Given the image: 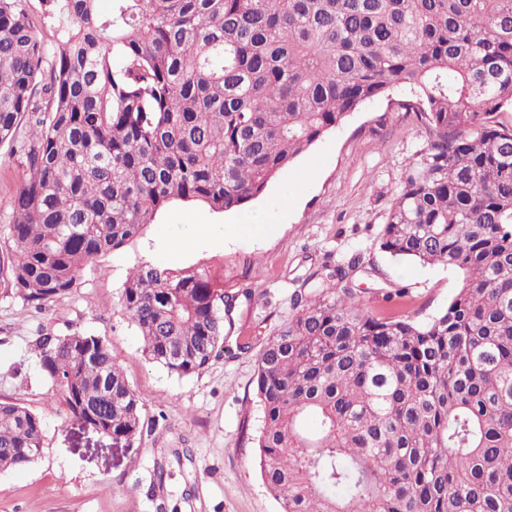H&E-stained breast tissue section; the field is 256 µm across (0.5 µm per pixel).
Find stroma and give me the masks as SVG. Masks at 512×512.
<instances>
[{
	"mask_svg": "<svg viewBox=\"0 0 512 512\" xmlns=\"http://www.w3.org/2000/svg\"><path fill=\"white\" fill-rule=\"evenodd\" d=\"M397 93L372 99L268 183L245 205L215 212L176 200L124 247L88 262L73 290L43 309L0 285V400L36 414L43 455L27 469L0 471V512H281L263 483L255 438L262 425L258 358L293 313V296L310 274L326 278L354 264L349 282L369 312L407 309L430 321L456 293L461 277L443 265L399 261L380 248L385 217L404 173L427 138ZM0 145V256L7 225L27 178L20 147ZM253 230L237 234L233 225ZM152 265L206 269L235 299L224 320V353L202 373L168 374L149 362L121 296L129 273ZM405 289L406 305L385 299ZM82 331L105 339L153 429L130 448L85 430L45 380L35 344L46 334ZM189 449V458L176 451ZM168 478L156 484L152 471Z\"/></svg>",
	"mask_w": 512,
	"mask_h": 512,
	"instance_id": "1",
	"label": "stroma"
}]
</instances>
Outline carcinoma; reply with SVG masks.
I'll return each instance as SVG.
<instances>
[{
  "label": "carcinoma",
  "mask_w": 512,
  "mask_h": 512,
  "mask_svg": "<svg viewBox=\"0 0 512 512\" xmlns=\"http://www.w3.org/2000/svg\"><path fill=\"white\" fill-rule=\"evenodd\" d=\"M0 0V143L32 117L0 279L42 309L173 200L218 211L363 103L428 132L380 247L462 276L430 321L362 310L349 272L295 294L257 371L258 465L282 512H512V0ZM224 283L144 265L122 305L148 361L179 377L224 353ZM70 418L131 448L152 420L112 350L36 344ZM43 452L39 417L0 401V470ZM47 9V5L42 0H27V10L33 22V25L36 31L39 32L40 36L43 38L45 45L48 46V49L51 48V44L53 41L52 31L50 29V25L46 18L45 12Z\"/></svg>",
  "instance_id": "1"
}]
</instances>
